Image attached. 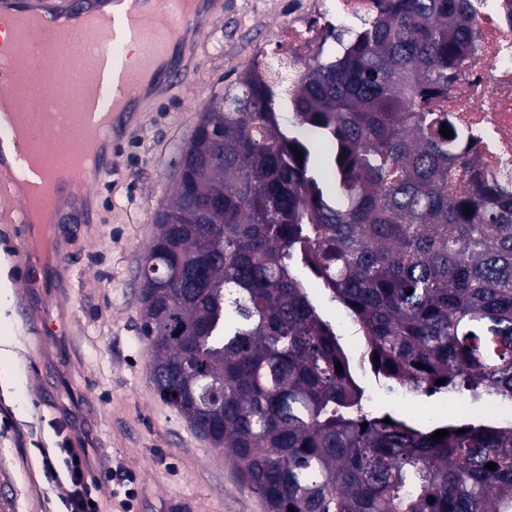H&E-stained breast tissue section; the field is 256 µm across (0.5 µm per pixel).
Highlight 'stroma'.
I'll use <instances>...</instances> for the list:
<instances>
[{
  "label": "stroma",
  "mask_w": 512,
  "mask_h": 512,
  "mask_svg": "<svg viewBox=\"0 0 512 512\" xmlns=\"http://www.w3.org/2000/svg\"><path fill=\"white\" fill-rule=\"evenodd\" d=\"M313 0H222L217 19L185 52L181 80L142 114L112 154V176L91 187L89 224H71L50 315L40 336L27 316L37 294L16 249L19 198L0 180V255L14 288L0 314V512H67V453L86 457L84 482L99 512H266L242 487L222 451L197 438L149 381L151 350L141 334L138 269L157 233L156 213L174 193L179 148L201 112L254 61L283 59L288 20L336 28L352 17L317 16ZM371 400L415 420L445 416L442 396L400 399L374 376ZM52 456L54 470L45 467Z\"/></svg>",
  "instance_id": "35a3bbf8"
}]
</instances>
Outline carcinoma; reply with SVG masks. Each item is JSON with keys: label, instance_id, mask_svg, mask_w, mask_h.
<instances>
[{"label": "carcinoma", "instance_id": "carcinoma-1", "mask_svg": "<svg viewBox=\"0 0 512 512\" xmlns=\"http://www.w3.org/2000/svg\"><path fill=\"white\" fill-rule=\"evenodd\" d=\"M374 2L296 78L256 61L202 112L181 153L211 165L187 166L139 267L150 379L267 512H512V426L410 421L355 380L512 401V186L443 106L483 0ZM174 267L204 288L176 297ZM304 273L361 329L358 360Z\"/></svg>", "mask_w": 512, "mask_h": 512}]
</instances>
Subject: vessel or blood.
<instances>
[{
  "instance_id": "1",
  "label": "vessel or blood",
  "mask_w": 512,
  "mask_h": 512,
  "mask_svg": "<svg viewBox=\"0 0 512 512\" xmlns=\"http://www.w3.org/2000/svg\"><path fill=\"white\" fill-rule=\"evenodd\" d=\"M102 0H72L51 9L35 0H0V17L34 14L31 24L11 25L0 44L14 58L8 75L19 86L36 85L33 103L21 116L0 114V168L12 167L27 181L29 197L45 212L43 223L21 211L19 252L31 259L29 243L53 238L60 217H91L93 206L68 200L72 186L97 183L112 175V153L104 151L95 165L65 163L68 143L94 129L101 114L112 116L121 133L137 125L146 100V83L162 89L176 81L182 64L179 43L189 40L214 19L215 0H120L112 12L100 11ZM140 47L143 66L128 55Z\"/></svg>"
}]
</instances>
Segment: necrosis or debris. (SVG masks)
Listing matches in <instances>:
<instances>
[{"instance_id": "obj_1", "label": "necrosis or debris", "mask_w": 512, "mask_h": 512, "mask_svg": "<svg viewBox=\"0 0 512 512\" xmlns=\"http://www.w3.org/2000/svg\"><path fill=\"white\" fill-rule=\"evenodd\" d=\"M512 0H493L480 16L478 46L464 58L448 96L474 137L470 147L481 176L512 182V34L504 18Z\"/></svg>"}]
</instances>
